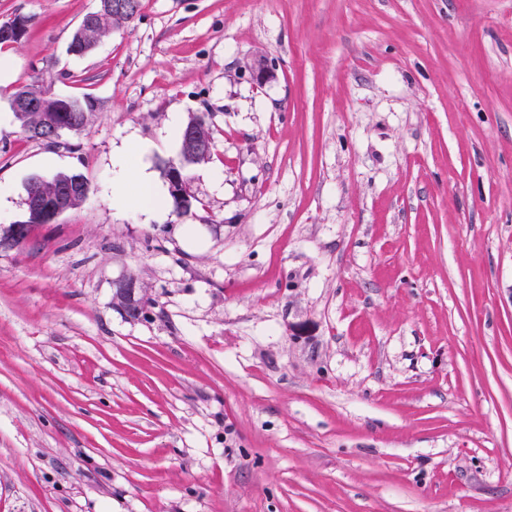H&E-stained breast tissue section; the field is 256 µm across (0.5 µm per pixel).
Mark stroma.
<instances>
[{"instance_id": "stroma-1", "label": "stroma", "mask_w": 512, "mask_h": 512, "mask_svg": "<svg viewBox=\"0 0 512 512\" xmlns=\"http://www.w3.org/2000/svg\"><path fill=\"white\" fill-rule=\"evenodd\" d=\"M97 7L0 0V233L90 184L0 248V512H512V0H142L68 55ZM36 78L84 131L26 137ZM175 114L213 137L181 213ZM143 146L139 143H130L119 149L114 156L115 174L119 184L126 183L138 171L137 162ZM35 189L38 192V196L30 199L31 190ZM62 189H69L71 195V208L83 202L89 192L90 185L87 178L80 172H60L51 177L34 176L30 178L26 184V218L14 224L9 232L0 237V246L6 241L8 244H16V240L23 234L27 233L29 236L30 228L24 224H44L38 217V211L36 206L46 207L53 203L55 196L57 198L54 201L52 208L49 210L48 217L55 219L60 214L66 211V206L69 200V196L66 192H60ZM60 192V193H59ZM26 240L19 241L16 245L21 247L25 245ZM113 298L131 317H145L148 314L147 298L137 278L123 276L113 283Z\"/></svg>"}]
</instances>
